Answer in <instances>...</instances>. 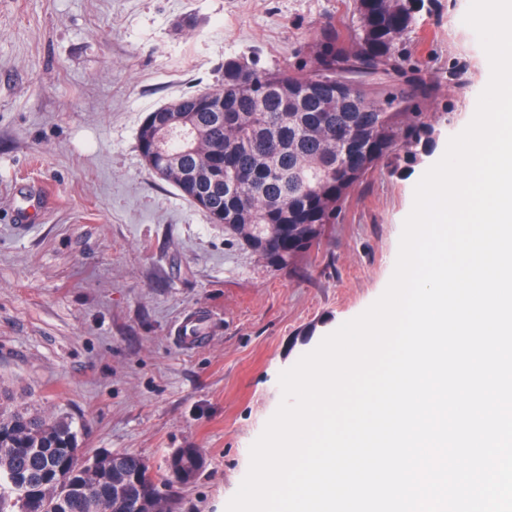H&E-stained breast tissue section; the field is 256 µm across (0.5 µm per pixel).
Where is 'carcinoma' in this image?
<instances>
[{
  "mask_svg": "<svg viewBox=\"0 0 512 512\" xmlns=\"http://www.w3.org/2000/svg\"><path fill=\"white\" fill-rule=\"evenodd\" d=\"M432 0H350L345 28L316 30L295 69L224 60L216 84L156 109L169 133L155 154L145 136L146 166L257 254L271 268L296 260L336 223L355 187L381 164L402 177L437 146L422 107L435 88L407 73L406 45ZM82 461L78 431L65 414L0 409V512H141L135 475L157 482L133 453ZM73 475L72 488L57 490Z\"/></svg>",
  "mask_w": 512,
  "mask_h": 512,
  "instance_id": "1",
  "label": "carcinoma"
}]
</instances>
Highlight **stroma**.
I'll return each instance as SVG.
<instances>
[{
  "mask_svg": "<svg viewBox=\"0 0 512 512\" xmlns=\"http://www.w3.org/2000/svg\"><path fill=\"white\" fill-rule=\"evenodd\" d=\"M348 4L0 0V390L67 413L89 456L132 452L157 468L200 449L201 475L170 490L177 512H226L282 400L280 373L382 295L435 159L408 177L376 169L296 270L278 271L147 168L138 129L215 84L226 58L293 66ZM468 5L435 0L415 36L442 145L482 91ZM199 311L206 338L182 350L175 324Z\"/></svg>",
  "mask_w": 512,
  "mask_h": 512,
  "instance_id": "1",
  "label": "stroma"
}]
</instances>
